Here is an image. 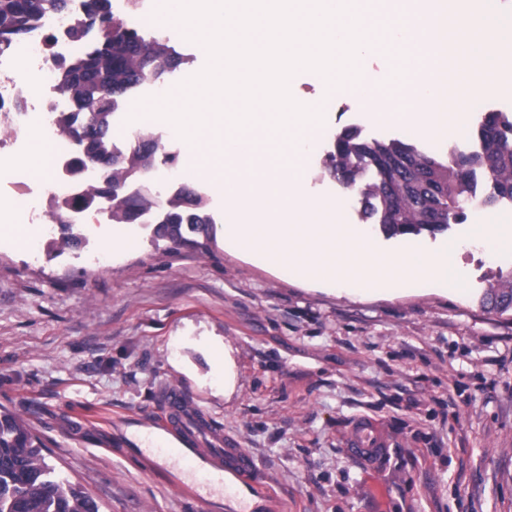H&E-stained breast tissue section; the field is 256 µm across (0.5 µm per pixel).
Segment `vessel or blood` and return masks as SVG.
I'll use <instances>...</instances> for the list:
<instances>
[{"mask_svg":"<svg viewBox=\"0 0 512 512\" xmlns=\"http://www.w3.org/2000/svg\"><path fill=\"white\" fill-rule=\"evenodd\" d=\"M161 400L162 420L157 427L162 442L155 448L156 463L173 459L202 473L222 489L224 512H284L282 501L268 488L269 477L236 438L215 428L181 390L167 389ZM395 443L393 433L360 417L351 424L345 448L354 463L375 469L387 460Z\"/></svg>","mask_w":512,"mask_h":512,"instance_id":"obj_1","label":"vessel or blood"}]
</instances>
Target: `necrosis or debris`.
Returning <instances> with one entry per match:
<instances>
[{
    "instance_id": "obj_1",
    "label": "necrosis or debris",
    "mask_w": 512,
    "mask_h": 512,
    "mask_svg": "<svg viewBox=\"0 0 512 512\" xmlns=\"http://www.w3.org/2000/svg\"><path fill=\"white\" fill-rule=\"evenodd\" d=\"M70 5L67 13L37 20L23 38L0 45V202L18 195L30 201L31 219L41 226L28 244L34 257L64 252L67 239L75 236L100 264L106 257L83 230L100 223L101 212L71 204L93 180L78 168L79 155L69 149L70 136L63 128L70 105L60 94L57 75L60 65L78 53L71 28L83 11V0H70ZM30 74L39 77L38 89L27 84ZM35 132L54 147V186L49 190L29 180L27 158Z\"/></svg>"
}]
</instances>
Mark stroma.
I'll use <instances>...</instances> for the list:
<instances>
[{"label":"stroma","mask_w":512,"mask_h":512,"mask_svg":"<svg viewBox=\"0 0 512 512\" xmlns=\"http://www.w3.org/2000/svg\"><path fill=\"white\" fill-rule=\"evenodd\" d=\"M165 38L190 65L142 83L173 91L207 62L204 47ZM404 139L341 97L311 156L309 193L359 204L323 175L342 129ZM464 287L441 294L357 295L293 284L225 251L158 240L102 266L78 249L32 260L0 230V413L42 443L44 460L99 512H224L178 493L166 469L134 455L130 438L176 385L274 476L287 512H512V310L480 299L512 250L460 257ZM231 346L232 384L205 346ZM367 415L399 444L377 470L347 457L353 419Z\"/></svg>","instance_id":"stroma-1"}]
</instances>
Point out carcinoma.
<instances>
[{
    "label": "carcinoma",
    "mask_w": 512,
    "mask_h": 512,
    "mask_svg": "<svg viewBox=\"0 0 512 512\" xmlns=\"http://www.w3.org/2000/svg\"><path fill=\"white\" fill-rule=\"evenodd\" d=\"M68 0H0V44L22 37L30 22L63 13ZM95 25L103 39L60 67V83L72 102L77 125L64 120L72 135L90 137L88 160L104 163L105 177L83 197L92 205L115 194L112 220L127 224L149 216L153 235L166 238L172 223L177 240L213 237V222L203 212L195 191L185 188L164 203L144 193L129 194L133 185L148 182L155 167V140L138 141L125 153L112 148V115L121 99L148 75L161 77L178 59L166 44L147 43L124 22L112 19L110 0H85L83 15L72 35L83 38ZM472 138L475 150L456 147L430 155L396 139L365 138L356 127L336 136L323 160L322 172L350 191L365 221L388 237L444 232L465 222L469 205L492 207L512 201V112L485 115ZM482 303L497 311L512 310V274L486 289ZM0 512H99L79 488L59 477L43 460L39 446L19 419L0 416Z\"/></svg>",
    "instance_id": "1"
}]
</instances>
